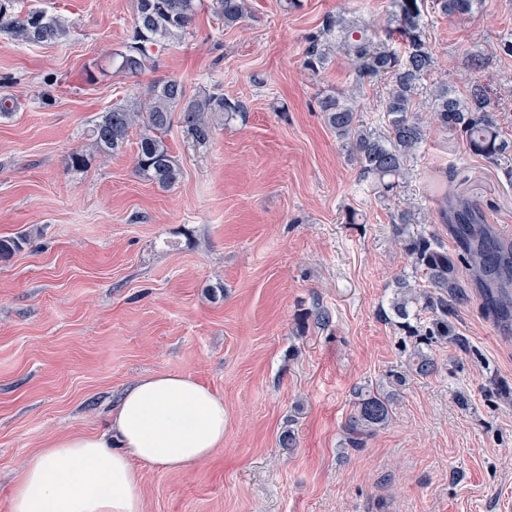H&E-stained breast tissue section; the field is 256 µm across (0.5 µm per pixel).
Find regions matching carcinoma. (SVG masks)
I'll list each match as a JSON object with an SVG mask.
<instances>
[{"label":"carcinoma","instance_id":"carcinoma-1","mask_svg":"<svg viewBox=\"0 0 512 512\" xmlns=\"http://www.w3.org/2000/svg\"><path fill=\"white\" fill-rule=\"evenodd\" d=\"M224 26L232 27L246 16V0H215ZM425 0H391V18L357 23L344 14L326 18L322 29L309 39L304 68L317 74L339 53L356 64V84L377 78L389 80V92L381 104L384 129L371 130L357 124L353 92L327 94L318 100L328 125L344 142L359 165V179L369 183L380 197L394 192L410 175L409 163L424 137V124L431 123L462 140L466 149L489 163L497 162L509 148L488 119L491 100L486 84L477 80L463 95L448 87L445 79L430 86L428 98L415 99L422 81L433 75L436 61L425 31ZM481 0H434L448 16L469 15ZM196 13V0H136L135 27L131 41L120 53L119 69L131 76L140 74L149 60V49L162 41L182 39ZM0 34L20 44L59 42L69 34L68 24L42 11L25 14L11 8V0H0ZM196 138H211V126L203 112L233 114L244 111L238 102L222 94L201 99L187 98L184 82L171 77L153 85L139 102L116 104L97 117L88 130L92 152L113 156L123 152L130 129L142 128L138 142L137 174L161 188L174 186L182 171L171 154L164 134L172 126L174 112ZM444 218L448 231L461 250L460 258L478 276L484 308L490 317L512 320V243L495 236L480 207L463 199L446 198ZM27 237H0V260L21 250ZM406 249L425 274L431 291L423 293L425 308L432 319L425 335H448V294L461 284L452 276L448 253L425 236L407 242ZM411 289L402 287L392 301V310L407 318L419 303ZM389 400L365 390L358 394L355 410L348 419L351 443L357 444L390 415Z\"/></svg>","mask_w":512,"mask_h":512}]
</instances>
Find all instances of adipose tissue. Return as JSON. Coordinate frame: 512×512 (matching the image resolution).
Instances as JSON below:
<instances>
[{"mask_svg": "<svg viewBox=\"0 0 512 512\" xmlns=\"http://www.w3.org/2000/svg\"><path fill=\"white\" fill-rule=\"evenodd\" d=\"M224 445V401L181 373L129 387L110 431L50 442L23 463L10 512H143L145 471H183Z\"/></svg>", "mask_w": 512, "mask_h": 512, "instance_id": "1", "label": "adipose tissue"}]
</instances>
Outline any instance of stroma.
I'll use <instances>...</instances> for the list:
<instances>
[{
  "label": "stroma",
  "mask_w": 512,
  "mask_h": 512,
  "mask_svg": "<svg viewBox=\"0 0 512 512\" xmlns=\"http://www.w3.org/2000/svg\"><path fill=\"white\" fill-rule=\"evenodd\" d=\"M248 6L228 28L199 0L189 34L151 47L132 77L115 54L134 0L13 2L67 20L70 35L0 39V237L26 238L0 261V512L26 457L104 431L124 392L160 372L223 397L224 446L187 471L146 472L143 512H512V330L484 312L437 203L476 204L512 240V155L492 164L430 129L411 176L378 197L317 104L351 88L354 64L340 55L314 75L303 59L327 17L385 19L391 0ZM425 15L442 75L460 93L488 82L512 141V57L498 48L512 0ZM464 47L481 52V72L464 66ZM172 76L190 97L244 106L204 113L205 142L173 122L177 184L137 176L135 132L118 155L67 164L101 112ZM421 235L463 283L442 338L408 335L391 311L399 280L423 281L402 246ZM418 351L431 362L422 374ZM361 388L388 398L390 416L354 448L346 424Z\"/></svg>",
  "instance_id": "obj_1"
}]
</instances>
